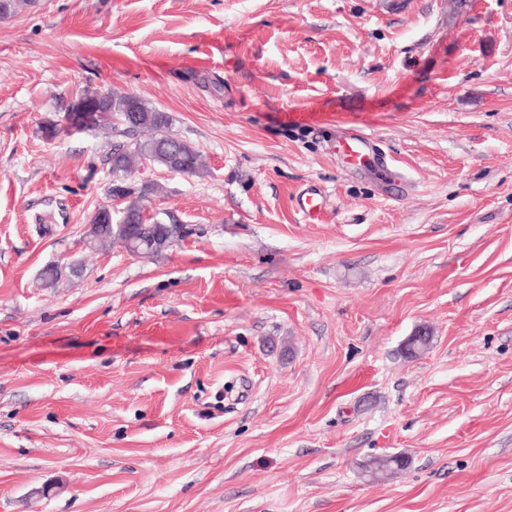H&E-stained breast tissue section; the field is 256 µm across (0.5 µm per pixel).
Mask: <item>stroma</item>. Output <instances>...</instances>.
Listing matches in <instances>:
<instances>
[{"label":"stroma","instance_id":"35a3bbf8","mask_svg":"<svg viewBox=\"0 0 512 512\" xmlns=\"http://www.w3.org/2000/svg\"><path fill=\"white\" fill-rule=\"evenodd\" d=\"M84 89L205 156L131 177L185 242L85 247L113 139L62 131ZM0 512H512V0L0 20ZM345 155L352 161L362 164L368 159L370 142L367 138L354 134L340 145ZM322 199L321 194L316 191H305L298 196L297 205L308 220L318 221L323 211ZM407 461L400 455H386L370 459L364 467V472L372 479L402 470Z\"/></svg>","mask_w":512,"mask_h":512}]
</instances>
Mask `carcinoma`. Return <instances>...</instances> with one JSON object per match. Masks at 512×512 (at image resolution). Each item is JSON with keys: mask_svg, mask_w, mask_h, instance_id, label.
<instances>
[{"mask_svg": "<svg viewBox=\"0 0 512 512\" xmlns=\"http://www.w3.org/2000/svg\"><path fill=\"white\" fill-rule=\"evenodd\" d=\"M33 5V0H0V18L5 19L24 8ZM94 104L101 110L109 112L121 120L126 113L136 109L146 116V121L138 130L127 128L114 129L121 140L114 143L106 163L112 169V177L117 182L128 179L134 169V163L146 161L149 164L165 169H174V172L193 176L204 172V163L200 151L191 143L185 141L172 151L170 144L172 117L154 106L148 105L140 97L126 93L118 94L109 89L94 100ZM154 191V187L145 184L140 188H129L124 191L123 210L130 216L139 218L146 208L145 200ZM177 216L166 212L162 216H155L148 223L133 224L134 236L137 244L152 254L167 249L155 241L154 230L157 224H178ZM407 461L400 455H386L374 457L364 465V472L371 478L392 474L403 469Z\"/></svg>", "mask_w": 512, "mask_h": 512, "instance_id": "carcinoma-1", "label": "carcinoma"}]
</instances>
